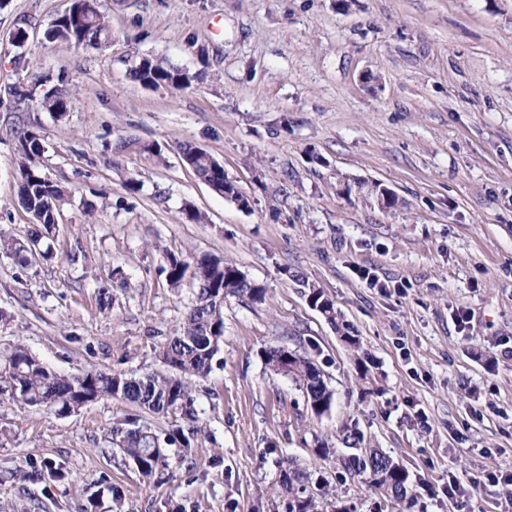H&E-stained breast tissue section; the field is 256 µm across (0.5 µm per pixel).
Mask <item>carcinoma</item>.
<instances>
[{"instance_id":"obj_1","label":"carcinoma","mask_w":512,"mask_h":512,"mask_svg":"<svg viewBox=\"0 0 512 512\" xmlns=\"http://www.w3.org/2000/svg\"><path fill=\"white\" fill-rule=\"evenodd\" d=\"M47 38L61 45L100 47L112 38L109 24L99 8L84 12L80 0H70L63 15L52 22ZM130 78L145 87L191 82L181 70L164 65L163 61L144 57L130 71ZM45 146L39 133L25 129L18 139L20 183L18 199L37 226L29 243L0 235V249L13 253L22 264L36 258L51 257L50 236L65 202V192L45 178L41 158ZM180 153L194 165V173L202 182L215 185V192H224V171L210 168L208 155L183 144ZM163 272L173 288L192 281L197 290L185 321L163 346L160 358L168 367L165 373L142 376L90 369L78 376L57 374L43 365L28 349L15 345L0 353V392L15 404L42 406L58 415L76 413L99 400H117L158 415H175L188 424L162 435L149 425L132 422L122 432L120 447L133 461L139 475L152 480L171 468L174 462L185 460L191 449L190 435L198 430L199 416L192 396L191 379H205L224 341V297L232 294L252 301L260 300L265 288L250 281L233 263L222 258L201 254H169ZM303 288L308 301L323 307L326 320L337 330H349L340 321L335 303L324 289L302 274L292 275ZM351 351L355 383L364 393L378 391L377 380L360 339L346 335ZM265 365L279 375L292 379L302 390L311 413L320 418L329 414L334 391L324 372L315 361L286 346H270L263 350ZM190 434H185V431ZM341 441L348 453L339 458L334 474L316 477L290 466L289 460L277 462L283 475L274 489L283 512H349L350 501L342 499L338 490L348 480H355L380 496L375 512H390L403 504L411 509L417 505L413 479L404 465L396 462L381 448H369L358 423H345L340 428ZM331 510H326V507Z\"/></svg>"}]
</instances>
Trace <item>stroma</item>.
Here are the masks:
<instances>
[{"label":"stroma","mask_w":512,"mask_h":512,"mask_svg":"<svg viewBox=\"0 0 512 512\" xmlns=\"http://www.w3.org/2000/svg\"><path fill=\"white\" fill-rule=\"evenodd\" d=\"M68 5L0 0V231L24 241L32 229L17 198L19 127L42 136L43 172L69 192L53 260L0 253V351L24 345L66 376L163 371L196 290L169 286L170 253L232 261L265 295L225 297L222 350L192 382L201 429L172 472L142 481L117 432L135 419L166 431L175 418L116 400L67 416L5 401L0 504L257 512L276 460L335 471L315 442L339 447L352 417L409 469L423 512H512V491L489 479L512 475V0H100L103 50L46 39ZM144 57L192 84L134 82ZM13 85L65 107L17 104ZM123 139L159 145L162 161L117 151ZM182 143L221 162L249 207L184 167ZM188 205L202 222L184 219ZM297 273L359 337L378 393L356 387ZM275 345L306 349L327 374L329 415L314 418L298 386L266 368ZM452 478L469 499L444 495Z\"/></svg>","instance_id":"35a3bbf8"}]
</instances>
